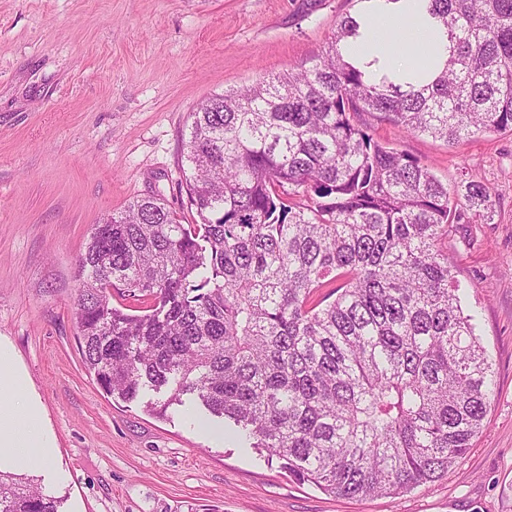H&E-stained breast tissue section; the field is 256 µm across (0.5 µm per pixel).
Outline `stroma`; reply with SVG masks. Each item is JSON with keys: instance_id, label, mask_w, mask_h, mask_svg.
Here are the masks:
<instances>
[{"instance_id": "35a3bbf8", "label": "stroma", "mask_w": 512, "mask_h": 512, "mask_svg": "<svg viewBox=\"0 0 512 512\" xmlns=\"http://www.w3.org/2000/svg\"><path fill=\"white\" fill-rule=\"evenodd\" d=\"M355 0H0V340L38 396L57 448L31 476L60 512H512V133L455 145L365 116L374 136L440 180L480 181L490 217L448 239L466 313L498 390L449 477L357 501L296 480L196 402L147 411L107 396L78 350L75 264L91 227L159 195L183 223L191 113L261 73L311 66Z\"/></svg>"}]
</instances>
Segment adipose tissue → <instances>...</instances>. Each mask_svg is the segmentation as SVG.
<instances>
[{"label":"adipose tissue","mask_w":512,"mask_h":512,"mask_svg":"<svg viewBox=\"0 0 512 512\" xmlns=\"http://www.w3.org/2000/svg\"><path fill=\"white\" fill-rule=\"evenodd\" d=\"M358 21L397 33L389 42L352 38L343 48L345 59L374 82L431 81L448 57L447 40L427 19L423 0H364ZM55 452L29 377L12 348L0 342V470H24L33 460H52Z\"/></svg>","instance_id":"ef3b65f1"}]
</instances>
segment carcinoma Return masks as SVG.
I'll use <instances>...</instances> for the list:
<instances>
[{"instance_id": "carcinoma-1", "label": "carcinoma", "mask_w": 512, "mask_h": 512, "mask_svg": "<svg viewBox=\"0 0 512 512\" xmlns=\"http://www.w3.org/2000/svg\"><path fill=\"white\" fill-rule=\"evenodd\" d=\"M448 59L420 88L343 56L350 15L306 68L203 101L184 142L193 224L161 197L92 226L75 267L84 366L108 395H194L288 473L338 497L393 496L454 472L497 396L446 241L450 190L374 137L365 114L448 143L512 132V0H426ZM144 305L133 314L112 293ZM0 472V512H59Z\"/></svg>"}]
</instances>
